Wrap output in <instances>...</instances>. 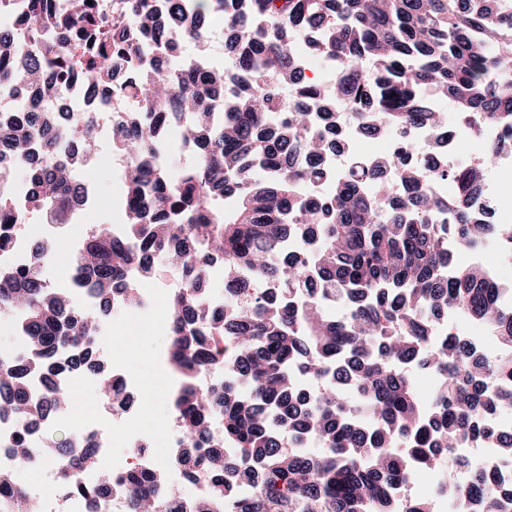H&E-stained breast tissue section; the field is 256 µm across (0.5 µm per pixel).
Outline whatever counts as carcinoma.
I'll return each mask as SVG.
<instances>
[{
    "label": "carcinoma",
    "instance_id": "1",
    "mask_svg": "<svg viewBox=\"0 0 512 512\" xmlns=\"http://www.w3.org/2000/svg\"><path fill=\"white\" fill-rule=\"evenodd\" d=\"M27 7L33 36L48 30L54 38L33 55L0 29V87L33 84L40 92L29 113L0 117L10 147L0 157V251L31 214L64 228L92 200L74 171L96 151L93 113L76 132L66 113L40 112L39 102L75 78L124 93L110 72L114 55L136 64L138 111L112 139L128 162L123 236H112L110 224L85 232L70 254L66 288L43 276L55 259L43 238L30 241L32 268L0 265V314L27 342L24 355L0 358V418L31 432L62 411L67 390L53 378L94 366L97 307H137L140 282L128 272L135 267L147 279L157 260L175 256L185 283L166 310L168 362L180 377L172 410L189 438L206 442L213 417L224 420V444L195 449L213 480L192 512H214L218 500L233 504L230 512H433L427 501L397 497L412 470L437 477L451 506L461 489L446 462L463 442L492 438L501 459L512 461V434L482 420L484 412L512 409V310L500 306L486 267L453 264L434 224L443 206L425 190L427 173L403 155L336 178L319 203L300 194L330 178L321 159L341 140L329 98L302 78L292 54L304 38L311 55L336 62V96L370 133L443 129L450 109L470 117L476 131L484 121L512 126V53L500 35L512 14H500L498 0H195L193 14L183 0H124V24L100 51L85 41L90 29L107 33L88 0H67L63 10L56 0ZM209 17L223 18L229 32L227 68L204 64ZM143 38L155 41V56L142 54ZM284 87L293 92L291 106ZM162 111L193 116L183 139L197 160L176 174L171 157L158 152L164 118L154 114ZM296 155L306 165L294 164ZM388 169L404 194H393L383 178ZM20 171L29 185L21 203L5 189ZM483 177L484 168L470 164L448 173L456 196L449 229L469 247L512 239V226L470 209ZM290 238L304 241L303 252L279 256ZM218 256L224 308L214 312L203 305L202 286ZM77 294L87 300L80 309ZM329 294L348 302L346 321L325 315ZM448 311L490 326L500 353L455 337L433 340L435 318ZM226 362L233 381L198 388L201 369ZM416 363L446 380L439 398L418 395L406 369ZM298 369L320 381L312 401L297 391ZM35 375L46 378L41 392L31 387ZM491 378L499 388L486 394ZM46 446L56 449L50 463L61 490L92 506L116 490L130 512L160 510L184 493L142 466L112 486L97 444L73 434ZM462 464L471 471L474 512H512V484L504 488L478 462ZM238 486H255L257 494L239 500ZM2 502L27 512L30 497L0 472Z\"/></svg>",
    "mask_w": 512,
    "mask_h": 512
}]
</instances>
